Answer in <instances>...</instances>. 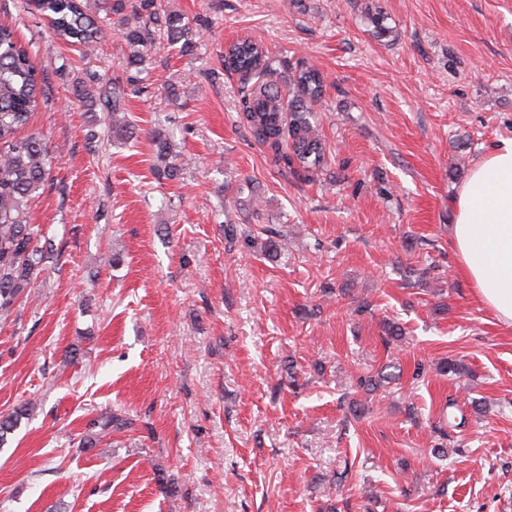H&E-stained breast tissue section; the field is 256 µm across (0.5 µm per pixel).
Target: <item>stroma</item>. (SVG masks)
<instances>
[{
  "mask_svg": "<svg viewBox=\"0 0 512 512\" xmlns=\"http://www.w3.org/2000/svg\"><path fill=\"white\" fill-rule=\"evenodd\" d=\"M165 5L196 48L157 40L127 143L72 94L122 75L117 26L87 55L0 0L44 68L28 130L53 169L30 216L60 253L0 321V413L37 402L0 448V512H512V330L449 241L474 166L512 139V0ZM244 37L280 87L323 74L324 170L296 173L240 123L224 48ZM155 130L180 181L153 171ZM449 358L459 375L439 372ZM109 411L132 427L80 451Z\"/></svg>",
  "mask_w": 512,
  "mask_h": 512,
  "instance_id": "35a3bbf8",
  "label": "stroma"
}]
</instances>
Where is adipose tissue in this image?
Here are the masks:
<instances>
[{"label": "adipose tissue", "mask_w": 512, "mask_h": 512, "mask_svg": "<svg viewBox=\"0 0 512 512\" xmlns=\"http://www.w3.org/2000/svg\"><path fill=\"white\" fill-rule=\"evenodd\" d=\"M450 243L481 302L512 329V140L473 169L456 200Z\"/></svg>", "instance_id": "obj_1"}]
</instances>
